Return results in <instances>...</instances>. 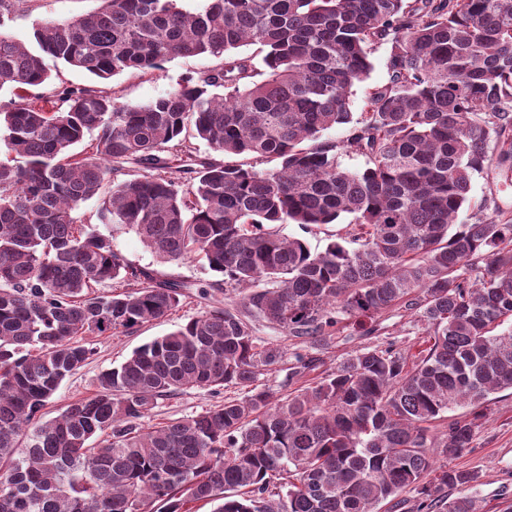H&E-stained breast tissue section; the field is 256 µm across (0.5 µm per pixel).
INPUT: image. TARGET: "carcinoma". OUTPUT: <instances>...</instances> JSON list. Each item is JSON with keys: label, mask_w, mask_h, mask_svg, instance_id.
Masks as SVG:
<instances>
[{"label": "carcinoma", "mask_w": 512, "mask_h": 512, "mask_svg": "<svg viewBox=\"0 0 512 512\" xmlns=\"http://www.w3.org/2000/svg\"><path fill=\"white\" fill-rule=\"evenodd\" d=\"M40 21L35 48L1 31L0 512H376L412 489L417 512H477L437 500L474 471L435 466L473 442L489 396L512 389V223L458 221L471 178L496 161L512 175V0H100ZM253 45L265 78L255 80ZM386 51L387 83L352 120L355 84ZM220 63L148 104L94 87H58L50 58L108 80L175 57ZM349 125L339 141L326 131ZM96 136L73 153L87 133ZM227 156L275 158L257 170L198 158L179 194L161 156L181 135ZM361 155L366 168L341 166ZM148 169L121 180L124 164ZM109 186L100 219L130 227L164 262L196 254L217 276L211 308L136 348L97 390L54 419L41 411L93 348L80 336L131 334L179 307L185 285L131 265L74 212ZM352 216L321 252L274 227L309 232ZM112 282L121 290L96 293ZM243 311L221 306L224 287ZM401 305L426 325L416 360L360 349L311 387L262 380L283 350L261 319L304 343ZM241 398L160 427L141 421L185 388ZM473 419L432 431L449 409ZM97 445L92 446L90 442Z\"/></svg>", "instance_id": "obj_1"}]
</instances>
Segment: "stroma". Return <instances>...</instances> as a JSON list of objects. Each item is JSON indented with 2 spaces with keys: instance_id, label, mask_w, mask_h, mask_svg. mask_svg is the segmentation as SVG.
Returning <instances> with one entry per match:
<instances>
[{
  "instance_id": "35a3bbf8",
  "label": "stroma",
  "mask_w": 512,
  "mask_h": 512,
  "mask_svg": "<svg viewBox=\"0 0 512 512\" xmlns=\"http://www.w3.org/2000/svg\"><path fill=\"white\" fill-rule=\"evenodd\" d=\"M98 6L99 0H27L23 8L12 12L5 29L26 42L31 40L32 27L36 22L77 17L96 10ZM216 63V58L210 56L178 57L165 62L162 69L154 72L129 71L104 81L82 70L60 65L52 83L56 86L101 87L111 91L118 102L147 104L172 90L184 76ZM465 211L469 214L480 211L492 219L512 220V185L504 183L493 164H486L482 172L473 175ZM113 245L132 263L187 283L190 291L172 314L144 324L136 333L87 337L86 343L94 348V355L62 381L44 410L46 418H54L71 402L93 395L99 375L120 365L134 349L174 331L206 309V302L199 297L197 289L209 284L214 275L202 260L190 257L178 263L161 262L144 247L135 231L126 227L114 231ZM374 327V333L366 336L352 321H343L326 346L312 350L314 366L294 378L292 389L313 385L348 354L365 347L382 348L392 343L408 356L418 354L425 347L423 321L417 313L404 307L390 308L376 319ZM253 331L256 336L279 344L284 352L282 361L265 378L268 385L279 386L295 365L293 354L299 350L300 343L278 327L263 321L254 323ZM228 395L225 389L217 392L186 389L159 402L146 422L155 425L196 415L223 404ZM450 462L457 468L476 471L479 481L467 488L449 490V497L464 494L475 497L480 512H512V390L491 396L485 416L478 422L471 448Z\"/></svg>"
}]
</instances>
